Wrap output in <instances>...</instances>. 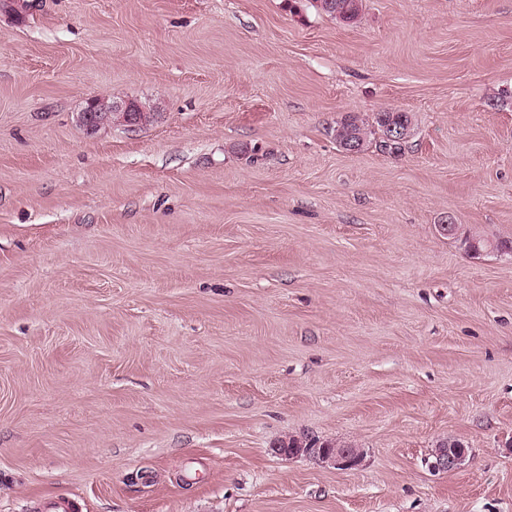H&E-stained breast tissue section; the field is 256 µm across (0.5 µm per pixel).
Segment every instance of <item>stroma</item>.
I'll return each instance as SVG.
<instances>
[{
  "mask_svg": "<svg viewBox=\"0 0 512 512\" xmlns=\"http://www.w3.org/2000/svg\"><path fill=\"white\" fill-rule=\"evenodd\" d=\"M448 222L512 239V0H0V512H512V253ZM323 0H315L318 8L320 11H322L324 14L333 17L338 18L341 21H346L349 23H352L356 21L361 13L362 10V1L358 4L355 12L349 14L350 10V4L353 0H332L330 2L329 8H324L321 6L320 2ZM106 101V103H109ZM112 109L131 112L132 107L128 101H112L103 105L100 100L90 99L85 110L81 113V122L88 131L97 130L112 114V122L122 125L120 114L123 112H112ZM335 139L337 144L347 150V145L354 142L357 145V151L363 150L370 135H373L371 129L359 118V116L351 114L346 116L336 124ZM283 439L280 441L282 444L281 447L285 445V442H288V448H276V452L279 455L297 457L302 454L315 455L322 462L333 465L337 469H349L356 466L359 461L361 454L357 448H344L341 446H336V448H313L315 443H310L309 447H303L302 445H295L296 448H291V444H293L295 439L289 440ZM461 443L451 439L441 443L436 452V461L431 463L433 468L446 473L455 472L460 469L466 459V452L460 449L463 447Z\"/></svg>",
  "mask_w": 512,
  "mask_h": 512,
  "instance_id": "35a3bbf8",
  "label": "stroma"
}]
</instances>
